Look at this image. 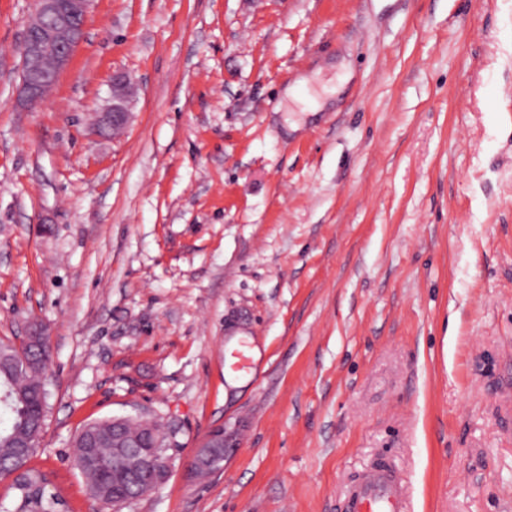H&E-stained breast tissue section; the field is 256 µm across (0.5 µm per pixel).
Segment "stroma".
Listing matches in <instances>:
<instances>
[{
	"mask_svg": "<svg viewBox=\"0 0 512 512\" xmlns=\"http://www.w3.org/2000/svg\"><path fill=\"white\" fill-rule=\"evenodd\" d=\"M33 8L0 0V338L47 336L68 512L70 438L140 412L172 469L123 512H343L381 458L409 512H512V0H94L23 108ZM129 84V80L123 74L117 73L113 76L112 104L101 112L97 126L99 129H121L128 121L131 114V101L128 95L117 92V89ZM209 448H224V456L222 458L217 457L212 461L210 473H215L220 470L223 463L227 462L238 450L235 444V431L224 430L212 440L211 447Z\"/></svg>",
	"mask_w": 512,
	"mask_h": 512,
	"instance_id": "stroma-1",
	"label": "stroma"
}]
</instances>
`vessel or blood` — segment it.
Here are the masks:
<instances>
[{"label":"vessel or blood","mask_w":512,"mask_h":512,"mask_svg":"<svg viewBox=\"0 0 512 512\" xmlns=\"http://www.w3.org/2000/svg\"><path fill=\"white\" fill-rule=\"evenodd\" d=\"M401 477L386 463L367 469L349 489L343 501L344 512H405L400 491Z\"/></svg>","instance_id":"1"}]
</instances>
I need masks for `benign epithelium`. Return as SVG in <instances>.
<instances>
[{
	"label": "benign epithelium",
	"instance_id": "1",
	"mask_svg": "<svg viewBox=\"0 0 512 512\" xmlns=\"http://www.w3.org/2000/svg\"><path fill=\"white\" fill-rule=\"evenodd\" d=\"M92 0H35V8L25 21L24 37L20 44L21 58L29 62L28 73L21 78L18 101L34 106L44 101V79L42 64L50 66L56 78L69 65L75 48L84 37L85 21ZM129 84L123 74L113 76L112 104L100 113L97 126L100 129H121L130 116L129 96L118 89ZM211 447L224 449V456L212 461L211 472L220 470L236 452L235 431H223L216 436ZM172 458L168 454L156 455L144 463H133L123 474V480L134 485L137 494L114 501L112 512L154 492L171 472Z\"/></svg>",
	"mask_w": 512,
	"mask_h": 512
}]
</instances>
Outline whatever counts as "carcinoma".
I'll use <instances>...</instances> for the list:
<instances>
[{"label": "carcinoma", "instance_id": "cac0c4a2", "mask_svg": "<svg viewBox=\"0 0 512 512\" xmlns=\"http://www.w3.org/2000/svg\"><path fill=\"white\" fill-rule=\"evenodd\" d=\"M48 347L19 349L0 340V460L22 468L13 482L17 491L6 512H62L63 499L50 489L45 472L27 466L36 453L34 444L46 425L48 413ZM143 427L133 421L124 426L128 447L118 448L112 432V418L85 424L71 439L75 468L83 478L89 495L105 509L112 500L125 494L117 476L129 466V448L142 435ZM28 443L22 457L18 444Z\"/></svg>", "mask_w": 512, "mask_h": 512}]
</instances>
